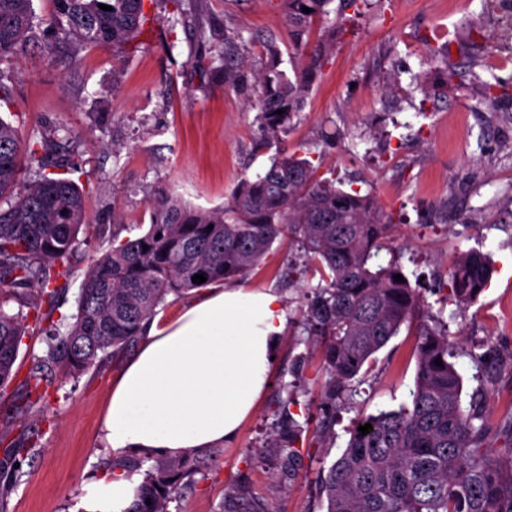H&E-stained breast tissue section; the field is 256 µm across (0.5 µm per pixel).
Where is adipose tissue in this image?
I'll return each mask as SVG.
<instances>
[{
	"instance_id": "obj_1",
	"label": "adipose tissue",
	"mask_w": 512,
	"mask_h": 512,
	"mask_svg": "<svg viewBox=\"0 0 512 512\" xmlns=\"http://www.w3.org/2000/svg\"><path fill=\"white\" fill-rule=\"evenodd\" d=\"M288 310L272 289H209L150 329L112 387L103 431L112 448L187 457L233 439L265 390ZM140 479L117 469L93 481L81 512H129Z\"/></svg>"
}]
</instances>
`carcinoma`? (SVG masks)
<instances>
[{
  "mask_svg": "<svg viewBox=\"0 0 512 512\" xmlns=\"http://www.w3.org/2000/svg\"><path fill=\"white\" fill-rule=\"evenodd\" d=\"M203 2L173 0L182 18L195 22L204 48L194 57V68L215 83L234 84L235 59L226 47L230 38L216 21L203 18ZM332 2L286 0L292 47L310 49L306 64L294 68V78L278 70V44L264 46L267 61L250 108L270 141L286 133L330 47L345 31L342 14L331 13ZM101 4L112 10L100 9ZM304 7L311 12H302ZM332 14L326 41L309 47L315 22ZM153 20L145 0H54L49 27L58 44L77 39L134 50ZM38 38L33 0H0V101L12 95L13 59ZM430 62L454 75L448 48L431 50ZM473 80L490 112L501 111L500 104L512 96L499 80L490 82L476 72ZM57 146L48 133L23 149L18 129L0 119V199L10 198L8 208L0 209V281L34 288L50 310L62 292L58 279L66 276L57 265L74 252L84 224L83 190L65 173L49 170L48 156ZM24 155L37 168L34 180L21 187ZM319 169L313 160L282 149L263 172L242 177L222 207L204 210L173 196L156 199L148 227L129 226L130 235L123 238L112 233V247L93 259L74 322L65 334L49 336L47 353L31 366L25 385L44 400L47 371L74 378L120 354L143 335L167 298L244 277L286 230L298 242L303 271L319 276L303 321L322 349L327 398L351 394L352 380L402 327L417 336L409 403L361 415L357 424L369 423L373 431L363 435L353 428L343 453L321 479L326 512H512V418L503 426L511 441L507 454L489 453L488 406L477 397L463 409V381L450 361L455 346L448 341V324L429 313L409 280L394 279L403 274L398 260L371 263L391 217L370 195L337 187ZM491 271L487 254H462L443 284L448 301L458 308L476 302ZM196 274L206 281L193 282ZM8 301L0 296V391L15 377L29 318L6 310ZM438 358L443 365L435 364ZM299 433L291 419L288 444L276 439L266 444L290 473L298 456L291 443ZM189 462L171 458L147 471L128 512H168L177 482L190 475Z\"/></svg>",
  "mask_w": 512,
  "mask_h": 512,
  "instance_id": "cac0c4a2",
  "label": "carcinoma"
}]
</instances>
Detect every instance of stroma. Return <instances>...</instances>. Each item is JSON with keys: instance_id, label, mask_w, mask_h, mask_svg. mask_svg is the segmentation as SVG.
<instances>
[{"instance_id": "stroma-1", "label": "stroma", "mask_w": 512, "mask_h": 512, "mask_svg": "<svg viewBox=\"0 0 512 512\" xmlns=\"http://www.w3.org/2000/svg\"><path fill=\"white\" fill-rule=\"evenodd\" d=\"M489 0H367L346 12L347 32L319 72L302 112L277 146L297 155H321V174L343 184L358 181L393 223L388 249L377 260L397 258L433 315L448 324L463 353L454 363L463 378V402L486 394L489 448L508 447L499 435L512 413V139L499 126L512 121L486 111L472 73L512 83V57L492 58L493 31L466 39L465 20L483 19ZM152 30L133 50L71 42L69 63L30 44L12 66L13 101L0 118L37 142L49 129L71 135L80 164L71 179L84 191L85 222L73 256L63 263L67 288L56 308L22 342L21 373L45 355L48 333L66 332L77 312L81 282L91 257L112 243L119 224H146L151 201L162 194L201 209L222 206L243 176L260 172L271 154L247 96L195 73L198 44L193 23L180 21L171 0H151ZM208 15L228 35L250 46V69L263 46L276 39L281 70L292 72L288 11L284 0H209ZM454 48V79L427 66L433 46ZM490 254L492 278L479 300L461 311L439 291L460 253ZM295 241L278 237L261 265L243 283L270 288L288 308L269 383L237 438L195 454L190 487L172 498L169 512H220L232 488L276 512H325L320 480L342 454L359 413L407 403L415 377L414 338L400 331L378 351L352 398L330 405L314 339L302 325L313 280L289 273L298 259ZM139 351L117 357L78 378L53 377L46 402L17 417L23 379L0 393V512H76L89 483L125 452L103 432L115 381ZM289 407L304 431L294 446L299 477L288 481L265 445L283 431ZM32 449L21 463L10 452L19 441Z\"/></svg>"}]
</instances>
